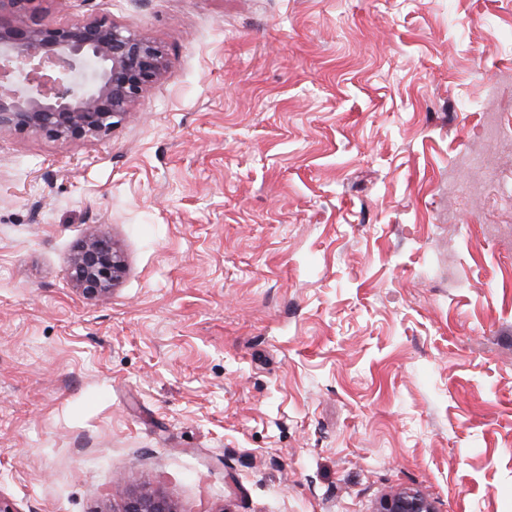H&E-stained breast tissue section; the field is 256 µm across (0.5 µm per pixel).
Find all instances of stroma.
Returning a JSON list of instances; mask_svg holds the SVG:
<instances>
[{"mask_svg":"<svg viewBox=\"0 0 512 512\" xmlns=\"http://www.w3.org/2000/svg\"><path fill=\"white\" fill-rule=\"evenodd\" d=\"M48 9L167 71L108 140L0 133V499L512 512V0ZM124 264L111 240L97 232L89 233L72 258L71 281L88 299L100 298L112 291ZM122 512H176V509L168 497L145 487L128 494ZM378 512H437L434 503L415 487H402L385 498Z\"/></svg>","mask_w":512,"mask_h":512,"instance_id":"1","label":"stroma"}]
</instances>
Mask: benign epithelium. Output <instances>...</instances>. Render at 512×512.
I'll use <instances>...</instances> for the list:
<instances>
[{"instance_id": "benign-epithelium-1", "label": "benign epithelium", "mask_w": 512, "mask_h": 512, "mask_svg": "<svg viewBox=\"0 0 512 512\" xmlns=\"http://www.w3.org/2000/svg\"><path fill=\"white\" fill-rule=\"evenodd\" d=\"M45 0H0V132L63 141L103 140L167 69L163 48L107 17L45 21ZM124 264L111 240L88 234L72 258L71 281L88 299L112 291ZM122 512H176L150 488L128 494ZM378 512H437L415 487L385 498Z\"/></svg>"}]
</instances>
